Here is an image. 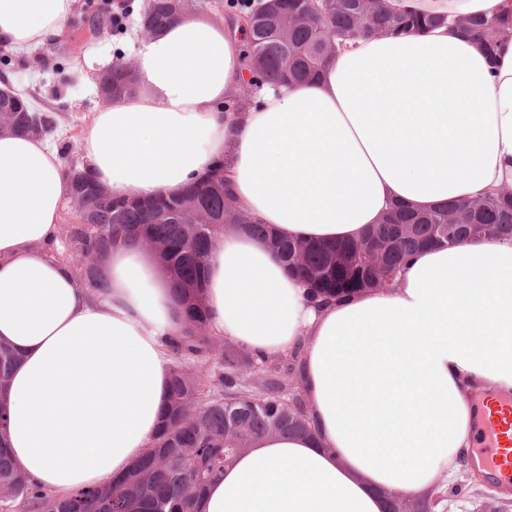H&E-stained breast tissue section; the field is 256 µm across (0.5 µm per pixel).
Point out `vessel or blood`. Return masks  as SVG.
<instances>
[{
    "instance_id": "1",
    "label": "vessel or blood",
    "mask_w": 512,
    "mask_h": 512,
    "mask_svg": "<svg viewBox=\"0 0 512 512\" xmlns=\"http://www.w3.org/2000/svg\"><path fill=\"white\" fill-rule=\"evenodd\" d=\"M475 435L480 466L494 481H512V401H484Z\"/></svg>"
}]
</instances>
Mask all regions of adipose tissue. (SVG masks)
I'll list each match as a JSON object with an SVG mask.
<instances>
[{"label":"adipose tissue","instance_id":"obj_1","mask_svg":"<svg viewBox=\"0 0 512 512\" xmlns=\"http://www.w3.org/2000/svg\"><path fill=\"white\" fill-rule=\"evenodd\" d=\"M75 0H0V45L62 31ZM397 14L507 15L512 0H385ZM237 20L183 15L132 44L139 90L94 112L83 167L113 196L180 195L223 164L233 203L281 238H360L391 203L418 211L512 186V37L487 55L439 26L355 38L306 82L243 62ZM252 94L227 104L229 89ZM67 170L48 140L0 136V342L20 355L9 441L32 483L65 498L126 472L158 435L183 322L148 250L103 260L88 287L59 252ZM215 335L267 356L301 349L314 433L266 437L198 512H385L473 446L475 392L512 394V241L429 247L392 287L316 298L245 231L204 269Z\"/></svg>","mask_w":512,"mask_h":512}]
</instances>
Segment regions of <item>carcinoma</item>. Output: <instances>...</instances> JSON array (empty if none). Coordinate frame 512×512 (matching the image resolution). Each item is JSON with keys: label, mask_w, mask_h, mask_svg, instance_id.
<instances>
[{"label": "carcinoma", "mask_w": 512, "mask_h": 512, "mask_svg": "<svg viewBox=\"0 0 512 512\" xmlns=\"http://www.w3.org/2000/svg\"><path fill=\"white\" fill-rule=\"evenodd\" d=\"M274 15L267 6L248 10L252 19L262 18L247 41L250 70H258L276 82H300L312 78L327 66L331 57L321 53L324 39L339 43L354 36L378 33L402 35L425 30L440 20L415 15H393L379 5L360 14L357 0H330L327 13L320 15L315 0H271ZM195 8V0H146L139 12L138 26L152 33L174 16ZM456 31L471 38L488 54L496 42L509 33L512 22L500 17L456 19ZM139 89L133 72L124 66L112 69V95H131ZM14 114L13 132L29 133V118L43 117L50 132L59 126V116L37 106L27 92H13L0 100V108ZM69 192L83 198L84 209L96 227H71L66 248L73 256L93 250L105 256L125 242L158 239L167 245L160 257L171 270L175 295L184 318V332L173 339V366L164 424L159 436L137 461L136 466L154 470L147 484L130 480L131 473L117 477L127 482V512H196L206 486L244 450L266 434L278 431L292 435L311 433L310 414L302 387V357L298 350L277 356H261L226 348L211 363L215 344L209 312L202 295V274L215 241L224 234V225L202 228L195 246L186 247L191 218L186 203L195 200L216 217L228 207L224 199V167L218 166L207 177L188 185L179 197L157 194L141 199L104 198L96 182L85 174L80 181L69 180ZM485 210L478 222L493 225V233L512 235V197L499 192L482 195ZM448 207L429 211L424 221L416 213L396 207L376 224L371 233L391 242L385 257L388 272L396 275L408 254L430 246L432 228L443 224ZM246 228L265 241L288 265V271L310 284L319 296L347 298L365 290L363 270L338 269L331 265L332 253L354 250L352 242H311L304 266L291 263L294 243L278 240L264 224L245 217ZM15 351L0 345V388L8 381L17 363ZM7 412L0 406V486L15 493L26 512H114L112 486L85 488L60 502L48 490L33 484L13 463L7 448ZM445 483L414 496L417 512H438L445 501Z\"/></svg>", "instance_id": "obj_1"}]
</instances>
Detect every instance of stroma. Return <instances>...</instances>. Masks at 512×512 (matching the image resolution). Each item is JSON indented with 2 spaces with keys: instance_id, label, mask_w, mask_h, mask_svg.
<instances>
[{
  "instance_id": "obj_1",
  "label": "stroma",
  "mask_w": 512,
  "mask_h": 512,
  "mask_svg": "<svg viewBox=\"0 0 512 512\" xmlns=\"http://www.w3.org/2000/svg\"><path fill=\"white\" fill-rule=\"evenodd\" d=\"M121 0H75L73 12L56 40L28 54L0 48V81L18 92L36 96L41 109L56 113L61 121L53 141L67 146L64 164L80 163L77 143L90 115L102 108L94 88L98 71L119 57H129L130 46L140 40L138 18L134 13L121 15V28L108 19L119 13ZM100 10L107 22L97 33H90L81 18L85 10Z\"/></svg>"
}]
</instances>
